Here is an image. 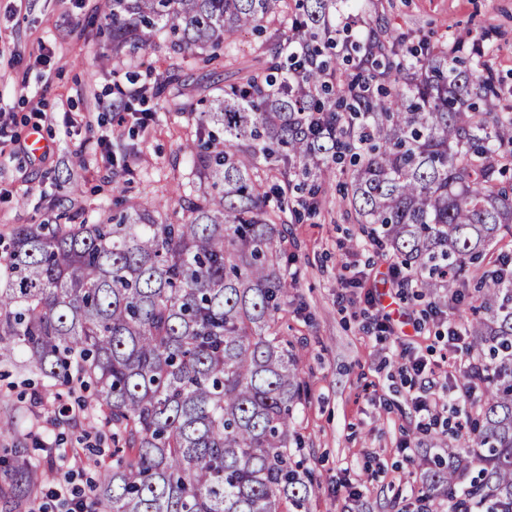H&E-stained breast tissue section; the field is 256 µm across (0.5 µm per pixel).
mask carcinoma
<instances>
[{
	"label": "carcinoma",
	"mask_w": 512,
	"mask_h": 512,
	"mask_svg": "<svg viewBox=\"0 0 512 512\" xmlns=\"http://www.w3.org/2000/svg\"><path fill=\"white\" fill-rule=\"evenodd\" d=\"M346 0H109L112 57L135 62L157 32L178 50L230 49L243 31L279 28L265 67L197 100L168 75L133 87L196 123L178 185L184 218L132 203L98 224H24L0 249V358L18 352L46 388L93 389L112 426V471L89 486L87 512H306L314 479L288 444L304 395L299 356L279 335L288 309L281 242L288 213H316L335 173L355 224L442 298L467 264L512 233V105L483 55L466 61L371 21L335 48ZM282 182L270 200L269 173ZM464 327L489 349L473 417L476 448L433 461L426 512H512V260L477 282ZM18 506L37 466L15 452Z\"/></svg>",
	"instance_id": "cac0c4a2"
}]
</instances>
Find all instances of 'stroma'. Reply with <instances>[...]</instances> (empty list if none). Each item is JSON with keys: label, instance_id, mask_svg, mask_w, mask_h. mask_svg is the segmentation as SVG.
<instances>
[{"label": "stroma", "instance_id": "1", "mask_svg": "<svg viewBox=\"0 0 512 512\" xmlns=\"http://www.w3.org/2000/svg\"><path fill=\"white\" fill-rule=\"evenodd\" d=\"M13 7L12 0H0V110L13 116L11 138L40 127L52 154L34 163L11 138L0 143V235L22 224L54 223L62 213L72 223L93 224L131 201L159 208L162 218L180 223L177 185L191 160L186 118L157 112L142 130L101 109L113 98L115 84L162 75L170 48L142 64L114 60L107 33L91 23L102 16L104 0H28L18 14ZM368 16L435 48L481 40L502 101L512 103V0H370ZM265 40L262 34L246 35L238 39L236 54L208 63L185 53L180 74L192 88L215 80L229 84L263 67ZM43 43L52 53L41 63ZM103 138L115 162L131 166L122 176L125 193L114 192L111 170L95 161L93 150ZM324 197L320 212L289 224L285 244L291 305L281 330L300 355L305 382L294 423L301 444L292 448V459L317 479L309 512H416V492L425 480L421 461L436 454V439L415 431L399 352L402 343L414 344L441 373L448 368V350L438 325L423 318L415 289L391 282L389 255L353 224L335 185L327 186ZM355 251L365 264L364 288L348 284L346 257ZM371 287L400 309L399 335L371 334L377 313L367 299ZM59 407L36 371L0 364V420L16 423L15 431L0 433L1 489L8 486L6 462L18 448L38 461L44 499L64 479L82 485L111 469L109 432L77 408L69 423L53 425ZM406 437L417 446L410 456L399 449ZM347 479L361 485L359 498L341 489Z\"/></svg>", "mask_w": 512, "mask_h": 512}]
</instances>
